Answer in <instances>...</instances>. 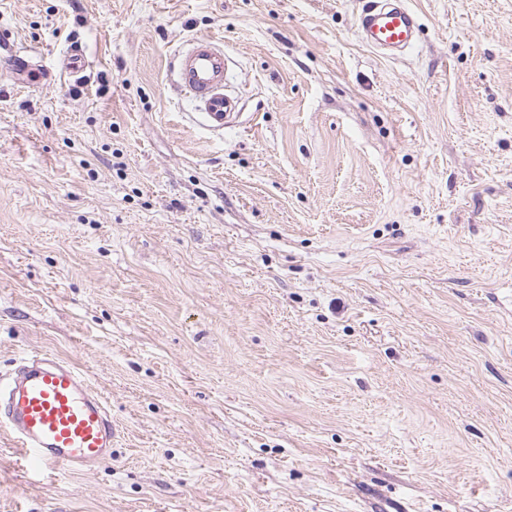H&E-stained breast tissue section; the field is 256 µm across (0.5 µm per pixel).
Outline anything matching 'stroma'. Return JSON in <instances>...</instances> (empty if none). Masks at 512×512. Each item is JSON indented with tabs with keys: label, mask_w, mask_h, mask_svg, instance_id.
<instances>
[{
	"label": "stroma",
	"mask_w": 512,
	"mask_h": 512,
	"mask_svg": "<svg viewBox=\"0 0 512 512\" xmlns=\"http://www.w3.org/2000/svg\"><path fill=\"white\" fill-rule=\"evenodd\" d=\"M0 0L86 81L0 78V378L51 352L119 438L0 512H512V0ZM231 59L213 124L172 58ZM404 0H367L358 20L362 42L393 57L411 46L417 37L415 14Z\"/></svg>",
	"instance_id": "35a3bbf8"
}]
</instances>
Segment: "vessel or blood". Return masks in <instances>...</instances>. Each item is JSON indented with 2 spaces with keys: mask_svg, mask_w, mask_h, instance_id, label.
Returning <instances> with one entry per match:
<instances>
[{
  "mask_svg": "<svg viewBox=\"0 0 512 512\" xmlns=\"http://www.w3.org/2000/svg\"><path fill=\"white\" fill-rule=\"evenodd\" d=\"M358 31L366 46L393 57L415 42L417 19L404 0H366ZM178 68L184 93L214 123L228 124L237 102L222 91L229 66L216 39L196 37L179 53ZM0 428L42 475L93 466L111 455L118 438L103 397L77 367L48 352L22 359L16 377L0 387Z\"/></svg>",
  "mask_w": 512,
  "mask_h": 512,
  "instance_id": "b4317fda",
  "label": "vessel or blood"
}]
</instances>
